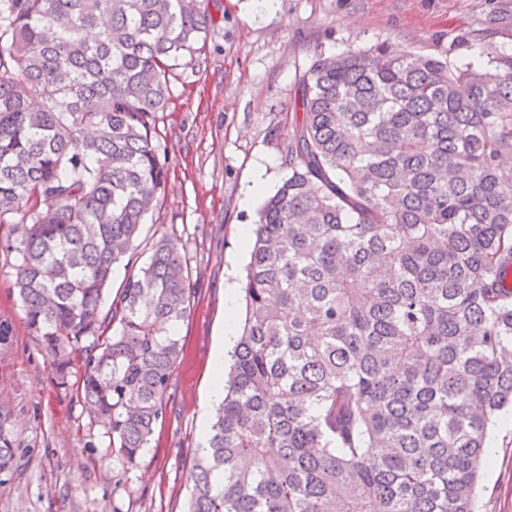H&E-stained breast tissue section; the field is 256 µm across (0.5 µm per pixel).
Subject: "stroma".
<instances>
[{
  "label": "stroma",
  "mask_w": 512,
  "mask_h": 512,
  "mask_svg": "<svg viewBox=\"0 0 512 512\" xmlns=\"http://www.w3.org/2000/svg\"><path fill=\"white\" fill-rule=\"evenodd\" d=\"M210 36L181 60L170 100L158 113L156 143L166 189L142 229L130 265H117L113 290L139 269L152 242L172 237L196 290L177 328L186 357L166 395V413L134 465L110 456L108 439L82 413L72 388L57 385L47 354L28 334L13 286L14 256L0 252V408L16 453L0 482V512H184L189 464L204 444L214 406L211 358L224 340V293L249 260L240 230L259 218L244 206L255 165L268 161L273 185L288 176L286 148L299 79L316 54L382 40L452 59L478 58L490 43L512 52V0H206ZM495 463L483 466L477 512H512V428L496 424Z\"/></svg>",
  "instance_id": "stroma-1"
}]
</instances>
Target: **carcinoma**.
Here are the masks:
<instances>
[{
  "instance_id": "obj_1",
  "label": "carcinoma",
  "mask_w": 512,
  "mask_h": 512,
  "mask_svg": "<svg viewBox=\"0 0 512 512\" xmlns=\"http://www.w3.org/2000/svg\"><path fill=\"white\" fill-rule=\"evenodd\" d=\"M204 0H0V224L29 335L134 465L184 358L192 271L162 236L170 76ZM320 54L251 231L245 317L187 512H475L512 410V53ZM0 411V478L15 453Z\"/></svg>"
}]
</instances>
